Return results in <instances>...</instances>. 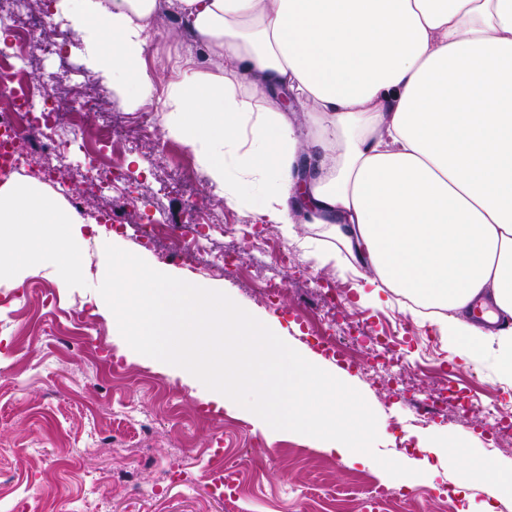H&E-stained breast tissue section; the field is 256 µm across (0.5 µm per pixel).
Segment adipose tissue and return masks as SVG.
<instances>
[{
	"label": "adipose tissue",
	"instance_id": "1",
	"mask_svg": "<svg viewBox=\"0 0 512 512\" xmlns=\"http://www.w3.org/2000/svg\"><path fill=\"white\" fill-rule=\"evenodd\" d=\"M163 11L185 20L214 67L186 60L165 87L162 125L227 202L258 208L288 237L304 190L313 222L370 266L363 303L395 288L437 308L452 358L512 382V328L497 325L512 317V0L55 3L122 106L155 91L144 54ZM279 92L302 105L307 137ZM86 221L41 190L1 184L0 283L50 251L61 281L78 276Z\"/></svg>",
	"mask_w": 512,
	"mask_h": 512
}]
</instances>
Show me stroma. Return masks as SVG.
<instances>
[{"instance_id": "stroma-1", "label": "stroma", "mask_w": 512, "mask_h": 512, "mask_svg": "<svg viewBox=\"0 0 512 512\" xmlns=\"http://www.w3.org/2000/svg\"><path fill=\"white\" fill-rule=\"evenodd\" d=\"M170 20L167 14L156 20L157 39L145 54L157 78L156 91L150 101L128 109L115 104L111 85L93 73L81 36L73 35L64 48L67 63L88 75V91L99 104L98 111L84 117V133L106 121L128 128L142 113H162L165 86L177 78L191 47ZM160 39L167 46L161 60L156 57ZM159 137V142L141 141L126 150L124 170L143 194L158 192L167 223H192L187 207L191 200L220 213L237 233L215 235L211 248L232 254L234 264L224 276H214L204 257L183 253L174 236L142 247L133 228L141 204L117 192L102 193L87 198V214L94 217L111 208L131 227L109 235L102 228L83 226L86 247L76 278L62 284L53 268L32 266L20 286L0 285V512H224V493L210 484L207 474L211 451L224 470L235 473L241 512H426L427 500L442 502L462 476L445 448L450 436L478 440L492 449L491 459L500 469L512 472V441L495 446L493 432L478 411L491 396L511 410L512 387L480 362H433L424 340L438 338L437 328L408 309L392 302L361 304V266L349 258L321 265L305 253L302 243L308 239L326 250H341L325 225H293L292 237L282 241L293 266L308 270L305 279L241 247L238 233L260 238L265 218L256 210L230 205L188 146L164 131ZM175 181L181 191L160 193V186ZM109 237L164 273L226 290L255 317L277 319L282 336L296 347H316L300 306L315 301L319 289L341 295L337 331H346L356 317L368 334L395 330L405 336L410 370L403 383L375 372L364 353L346 372L378 420L390 426L389 436L375 443V452L412 469L427 458L434 471H421L411 491L388 504L338 497L339 489L359 482L381 484L380 466H349L315 443L285 434L267 444L248 418L208 402L185 369L131 356L111 314L95 299L106 274L97 243ZM269 277L284 285L272 305L259 294L262 279ZM80 309L91 321L78 327L71 316ZM441 384L459 395L461 404H449L434 420L418 422L412 398H426ZM96 433L101 448L79 455V448Z\"/></svg>"}]
</instances>
